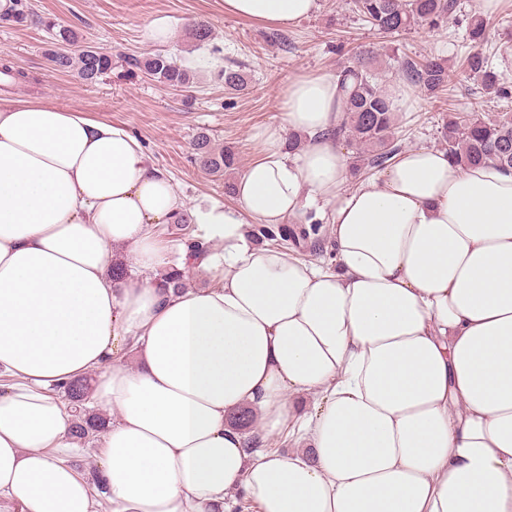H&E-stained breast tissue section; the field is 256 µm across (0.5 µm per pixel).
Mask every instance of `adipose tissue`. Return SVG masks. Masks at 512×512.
<instances>
[{
    "instance_id": "obj_1",
    "label": "adipose tissue",
    "mask_w": 512,
    "mask_h": 512,
    "mask_svg": "<svg viewBox=\"0 0 512 512\" xmlns=\"http://www.w3.org/2000/svg\"><path fill=\"white\" fill-rule=\"evenodd\" d=\"M318 0H224L292 28ZM333 75H302L284 123L195 212L206 287L162 289L155 231L183 210L125 127L0 102V501L14 512H512V173L403 150L346 190ZM304 138L298 154L288 133ZM333 263L260 246L307 199ZM127 248L138 275H112ZM90 382L92 457L59 389ZM248 412V426L236 424ZM289 451L245 447L249 434Z\"/></svg>"
}]
</instances>
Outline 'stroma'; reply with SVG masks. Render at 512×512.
Wrapping results in <instances>:
<instances>
[{"label": "stroma", "instance_id": "1", "mask_svg": "<svg viewBox=\"0 0 512 512\" xmlns=\"http://www.w3.org/2000/svg\"><path fill=\"white\" fill-rule=\"evenodd\" d=\"M29 2L34 14L70 28L78 44L111 55L112 71L92 82L54 71L47 61L51 36L43 26H0V55H8L16 69L30 76L29 83L17 85L0 74V100L40 98L126 127L138 138L149 161L172 179L190 213L212 204H236L224 192L223 177L209 174L200 163L193 149L199 132L230 148L237 168H245L261 153L259 131L281 123L283 91L289 81L300 75L335 74L356 52H373L380 62V84L388 91L399 83L394 69L397 57L438 55L451 63L447 93L435 96L411 87L406 105L396 107L399 149L442 147V126L451 111L491 113L502 107L460 64L468 49L467 22L481 14V0H461V13L453 23L392 36L358 20L349 0H319L310 17L281 31L268 22L225 13L224 0ZM159 17L167 18L172 28V43L165 47L144 37L146 26ZM198 20L212 29L211 47H198L188 34ZM160 52L179 60L199 58L195 84L169 88L139 69V61ZM219 63L242 69L246 89L225 90L214 77ZM298 222L318 225L320 231L294 246V254L332 262L327 219L311 207Z\"/></svg>", "mask_w": 512, "mask_h": 512}]
</instances>
